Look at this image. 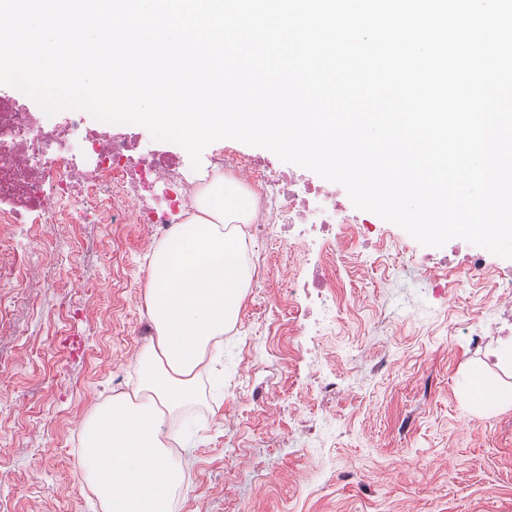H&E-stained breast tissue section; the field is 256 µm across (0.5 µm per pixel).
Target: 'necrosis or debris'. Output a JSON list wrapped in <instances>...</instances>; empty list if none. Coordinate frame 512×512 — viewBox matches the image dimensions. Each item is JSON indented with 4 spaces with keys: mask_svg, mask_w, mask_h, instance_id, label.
<instances>
[{
    "mask_svg": "<svg viewBox=\"0 0 512 512\" xmlns=\"http://www.w3.org/2000/svg\"><path fill=\"white\" fill-rule=\"evenodd\" d=\"M212 164L256 198L258 213L248 226L252 236L283 234L303 252L322 255L343 238L365 243L375 238L374 225L350 214L335 190L304 182L296 172L279 169L272 158L229 148L215 155ZM186 168L181 154L150 146L137 126H94L81 109L63 110L59 121L51 123L26 97L0 90L1 224H24L34 215L43 223L59 224L61 200L78 207L89 196L101 195L111 202V223L136 220L154 225L160 235L190 207L194 186ZM488 256L486 249L468 248L461 260H439L448 281L435 283L436 295L489 277L512 286V264H493ZM288 286L304 292L300 320L318 316L323 324L332 322L334 291L324 267H316L312 278L290 279Z\"/></svg>",
    "mask_w": 512,
    "mask_h": 512,
    "instance_id": "1",
    "label": "necrosis or debris"
}]
</instances>
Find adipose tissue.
Wrapping results in <instances>:
<instances>
[{
	"label": "adipose tissue",
	"mask_w": 512,
	"mask_h": 512,
	"mask_svg": "<svg viewBox=\"0 0 512 512\" xmlns=\"http://www.w3.org/2000/svg\"><path fill=\"white\" fill-rule=\"evenodd\" d=\"M252 211L242 189L216 174L195 213L151 254L145 300L156 338L137 355L139 386L97 405L82 426L83 478L104 512H174L185 472L169 452L161 413L192 401L210 348L237 317L250 273L234 226ZM466 392L479 412L512 406V386L479 367Z\"/></svg>",
	"instance_id": "ef3b65f1"
}]
</instances>
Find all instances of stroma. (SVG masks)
I'll return each instance as SVG.
<instances>
[{"mask_svg": "<svg viewBox=\"0 0 512 512\" xmlns=\"http://www.w3.org/2000/svg\"><path fill=\"white\" fill-rule=\"evenodd\" d=\"M62 224H0V512H103L83 479L90 410L135 388L154 335L144 290L147 225L99 207ZM378 250L327 256L336 324L301 349L284 289L306 260L250 238L251 283L226 351L195 399L165 420L187 462L175 512H512V408L477 412L461 382L498 337L471 342L503 307L474 288L433 294L419 244L400 227ZM254 339L238 349L240 337ZM343 377L320 394L319 374Z\"/></svg>", "mask_w": 512, "mask_h": 512, "instance_id": "obj_1", "label": "stroma"}]
</instances>
